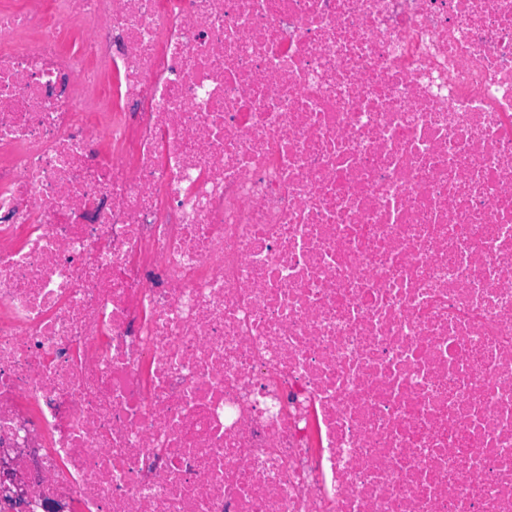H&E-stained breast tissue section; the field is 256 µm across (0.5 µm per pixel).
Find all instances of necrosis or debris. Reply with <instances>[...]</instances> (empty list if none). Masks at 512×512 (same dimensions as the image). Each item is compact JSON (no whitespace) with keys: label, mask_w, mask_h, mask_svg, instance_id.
Wrapping results in <instances>:
<instances>
[{"label":"necrosis or debris","mask_w":512,"mask_h":512,"mask_svg":"<svg viewBox=\"0 0 512 512\" xmlns=\"http://www.w3.org/2000/svg\"><path fill=\"white\" fill-rule=\"evenodd\" d=\"M0 504L512 512V0L0 5Z\"/></svg>","instance_id":"obj_1"}]
</instances>
